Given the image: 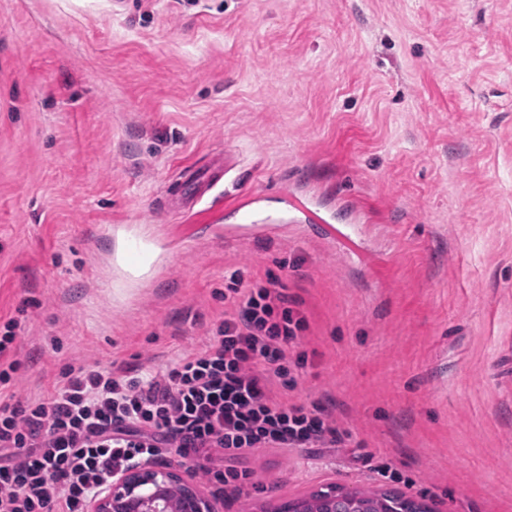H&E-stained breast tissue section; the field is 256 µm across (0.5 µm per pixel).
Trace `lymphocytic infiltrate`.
Returning a JSON list of instances; mask_svg holds the SVG:
<instances>
[{
	"label": "lymphocytic infiltrate",
	"instance_id": "lymphocytic-infiltrate-1",
	"mask_svg": "<svg viewBox=\"0 0 512 512\" xmlns=\"http://www.w3.org/2000/svg\"><path fill=\"white\" fill-rule=\"evenodd\" d=\"M231 308L205 348L166 373L63 369L51 390L21 392L18 323L0 327V512H87L115 473L174 448L206 461L225 495L252 484L238 461L259 448H335L319 403H295L306 318L277 279L224 296Z\"/></svg>",
	"mask_w": 512,
	"mask_h": 512
}]
</instances>
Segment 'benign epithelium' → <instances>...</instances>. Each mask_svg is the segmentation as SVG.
<instances>
[{
  "label": "benign epithelium",
  "mask_w": 512,
  "mask_h": 512,
  "mask_svg": "<svg viewBox=\"0 0 512 512\" xmlns=\"http://www.w3.org/2000/svg\"><path fill=\"white\" fill-rule=\"evenodd\" d=\"M181 468L174 462H144L123 471L92 500L90 512H217L214 502L183 479ZM324 512H363V506L349 492L327 501Z\"/></svg>",
  "instance_id": "7a95c632"
}]
</instances>
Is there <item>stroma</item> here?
<instances>
[{
  "label": "stroma",
  "mask_w": 512,
  "mask_h": 512,
  "mask_svg": "<svg viewBox=\"0 0 512 512\" xmlns=\"http://www.w3.org/2000/svg\"><path fill=\"white\" fill-rule=\"evenodd\" d=\"M222 164L276 231L232 238L242 214L212 196L168 205ZM99 224L160 233L137 287ZM270 275L307 320L291 397L346 445L257 449L261 491L228 502L198 463L186 481L219 512L330 486L512 512V0H0V326L20 323L25 396L68 366L165 372L232 282Z\"/></svg>",
  "instance_id": "35a3bbf8"
}]
</instances>
